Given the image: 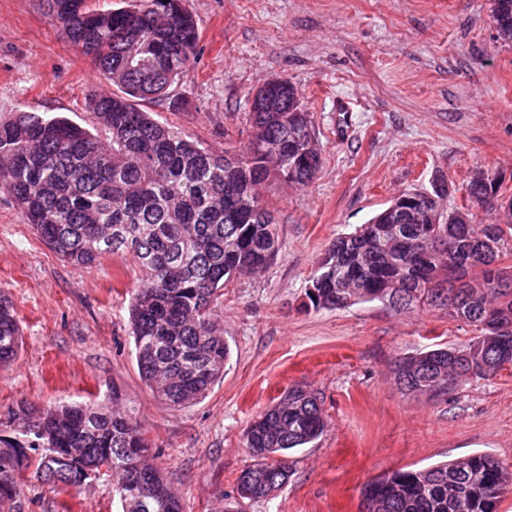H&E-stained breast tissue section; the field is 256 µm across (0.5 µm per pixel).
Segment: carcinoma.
<instances>
[{"label":"carcinoma","mask_w":512,"mask_h":512,"mask_svg":"<svg viewBox=\"0 0 512 512\" xmlns=\"http://www.w3.org/2000/svg\"><path fill=\"white\" fill-rule=\"evenodd\" d=\"M67 41L92 56L116 92L87 98L109 133L103 143L64 116L18 110L0 118V190L62 258L92 266L130 253L144 282L132 294L131 336L143 381L172 407L196 401L224 374L229 347L213 309L233 278L261 269L277 252L275 222L258 186L270 178L309 184L321 165L310 113L276 92V109L251 113L256 136L228 161L152 117L143 105L169 99L187 77L199 39L186 0H140L98 10L87 0H48ZM497 32L512 40V0H492ZM468 198L494 216L474 224L445 212L444 198L388 224L385 212L339 236L306 293L314 309L360 300L397 310L429 306L474 327L469 344L399 358L394 376L411 394L446 399L471 379L500 373L512 359L511 204L503 181L479 169ZM19 321L0 295V365L16 361ZM27 440L0 438V512L20 508L33 471L51 489L80 495L91 476H110L121 512H182L151 445L130 413L103 405L26 409ZM318 398L291 388L245 431L253 463L237 478L242 499L268 497L288 483V452L323 432ZM512 469L474 453L419 470L385 472L361 491L364 512H498Z\"/></svg>","instance_id":"obj_1"}]
</instances>
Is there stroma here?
<instances>
[{"instance_id":"obj_1","label":"stroma","mask_w":512,"mask_h":512,"mask_svg":"<svg viewBox=\"0 0 512 512\" xmlns=\"http://www.w3.org/2000/svg\"><path fill=\"white\" fill-rule=\"evenodd\" d=\"M199 31L187 78L160 121L224 154L255 135L249 110L265 82L302 94L322 153L315 179L265 182L279 249L235 278L214 312L230 347L205 397L174 408L142 381L130 335L140 285L131 255L85 267L61 258L0 191V294L13 300L18 360L0 366V436L24 439V406L115 402L133 413L150 462L184 512H362V487L473 453L512 467V373L471 380L449 400L404 393L394 363L476 332L444 311L399 312L375 300L313 309L306 291L336 237L435 175L453 183L446 209L492 218L465 185L475 170L512 190V43L491 0H188ZM111 84L70 45L46 0H0V117L16 110L91 128L85 106ZM319 399L325 427L291 451L274 496L242 500L249 423L288 388ZM112 480L90 478L79 499L32 482L22 512H119Z\"/></svg>"}]
</instances>
